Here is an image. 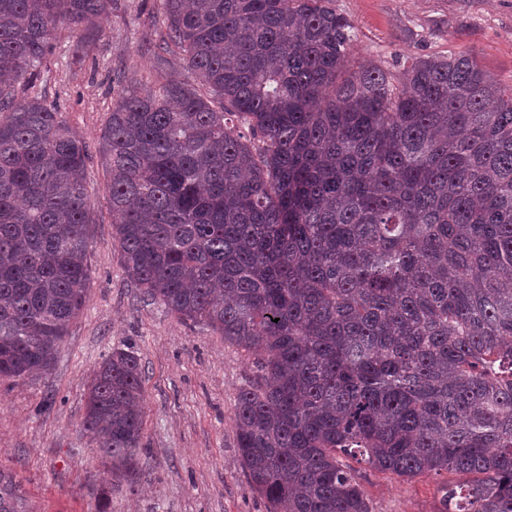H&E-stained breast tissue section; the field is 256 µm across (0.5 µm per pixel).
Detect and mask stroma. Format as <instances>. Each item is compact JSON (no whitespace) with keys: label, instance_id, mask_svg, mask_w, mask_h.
<instances>
[{"label":"stroma","instance_id":"1","mask_svg":"<svg viewBox=\"0 0 512 512\" xmlns=\"http://www.w3.org/2000/svg\"><path fill=\"white\" fill-rule=\"evenodd\" d=\"M336 8L356 27V61L389 67L469 49L512 85V0H336ZM160 14V0H115L97 31L60 27L47 71L28 90L57 107L87 145L91 280L50 371L0 379V487L16 512H267L241 466L234 421L239 390L260 377L255 356L144 298L113 246L97 141L120 80L148 87L158 71L193 79L179 57L155 53ZM115 349L138 357L145 391L146 465L120 480L109 477L82 426L86 385ZM343 463L372 512H438L441 486L459 480L451 472L403 480L349 457Z\"/></svg>","mask_w":512,"mask_h":512}]
</instances>
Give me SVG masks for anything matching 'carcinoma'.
Instances as JSON below:
<instances>
[{
	"mask_svg": "<svg viewBox=\"0 0 512 512\" xmlns=\"http://www.w3.org/2000/svg\"><path fill=\"white\" fill-rule=\"evenodd\" d=\"M113 2L0 0V379L50 370L90 281L85 142L15 85ZM163 24L195 83L112 104L114 241L144 297L259 354L234 409L250 488L371 512L349 454L462 476L438 512H512V89L470 50L355 64L336 0H163ZM143 404L113 351L83 427L115 478L143 467Z\"/></svg>",
	"mask_w": 512,
	"mask_h": 512,
	"instance_id": "1",
	"label": "carcinoma"
}]
</instances>
